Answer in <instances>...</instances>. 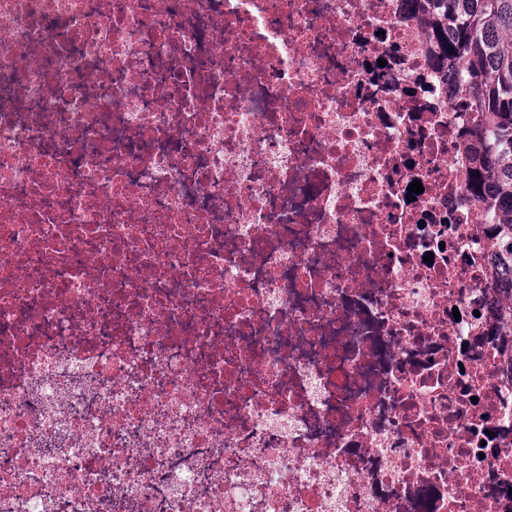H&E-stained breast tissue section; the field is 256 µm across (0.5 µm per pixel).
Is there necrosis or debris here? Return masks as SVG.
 Here are the masks:
<instances>
[{"instance_id":"necrosis-or-debris-1","label":"necrosis or debris","mask_w":512,"mask_h":512,"mask_svg":"<svg viewBox=\"0 0 512 512\" xmlns=\"http://www.w3.org/2000/svg\"><path fill=\"white\" fill-rule=\"evenodd\" d=\"M415 16L0 0V512H512L498 239Z\"/></svg>"}]
</instances>
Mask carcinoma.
Wrapping results in <instances>:
<instances>
[{
    "instance_id": "1",
    "label": "carcinoma",
    "mask_w": 512,
    "mask_h": 512,
    "mask_svg": "<svg viewBox=\"0 0 512 512\" xmlns=\"http://www.w3.org/2000/svg\"><path fill=\"white\" fill-rule=\"evenodd\" d=\"M417 2L418 21L436 35L450 85L472 113L467 191L505 243L496 287L512 301V0Z\"/></svg>"
}]
</instances>
